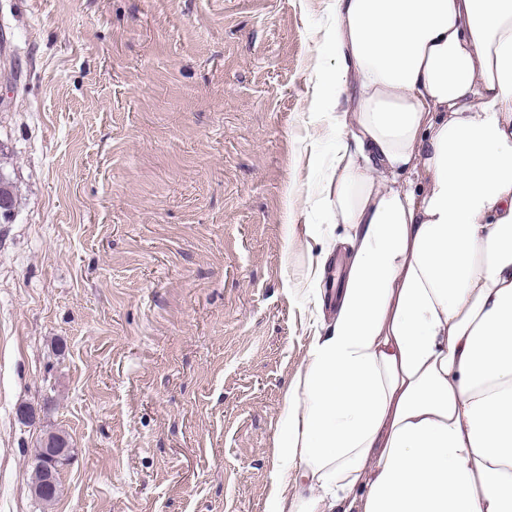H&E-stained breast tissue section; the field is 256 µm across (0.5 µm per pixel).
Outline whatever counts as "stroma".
I'll return each mask as SVG.
<instances>
[{
	"mask_svg": "<svg viewBox=\"0 0 512 512\" xmlns=\"http://www.w3.org/2000/svg\"><path fill=\"white\" fill-rule=\"evenodd\" d=\"M332 4L0 0V512H268L344 235L313 209Z\"/></svg>",
	"mask_w": 512,
	"mask_h": 512,
	"instance_id": "35a3bbf8",
	"label": "stroma"
}]
</instances>
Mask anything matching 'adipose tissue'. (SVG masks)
Segmentation results:
<instances>
[{
  "instance_id": "ef3b65f1",
  "label": "adipose tissue",
  "mask_w": 512,
  "mask_h": 512,
  "mask_svg": "<svg viewBox=\"0 0 512 512\" xmlns=\"http://www.w3.org/2000/svg\"><path fill=\"white\" fill-rule=\"evenodd\" d=\"M325 46L354 234L269 512H512V0H334Z\"/></svg>"
}]
</instances>
